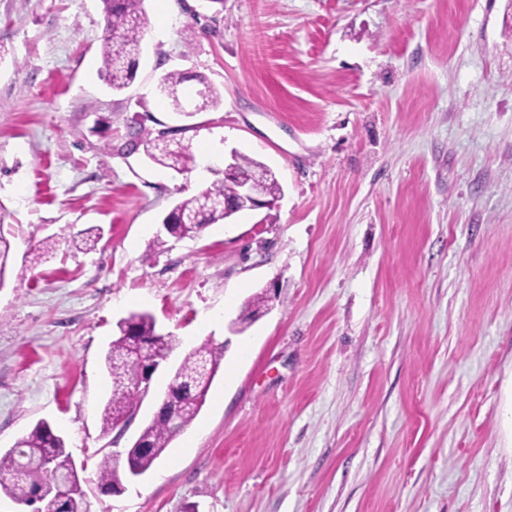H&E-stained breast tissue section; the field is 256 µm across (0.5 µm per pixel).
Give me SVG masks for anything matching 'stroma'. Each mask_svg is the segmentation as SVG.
Listing matches in <instances>:
<instances>
[{
  "label": "stroma",
  "instance_id": "1",
  "mask_svg": "<svg viewBox=\"0 0 512 512\" xmlns=\"http://www.w3.org/2000/svg\"><path fill=\"white\" fill-rule=\"evenodd\" d=\"M144 6L115 92L100 0H0V455L49 423L87 512H512V0ZM172 70L194 76L186 107L223 95L196 152L245 153L283 195L160 251L163 218L213 179L130 144L136 123L180 125L157 90ZM92 225L95 250L64 244ZM132 312L174 348L104 436V354ZM208 340L226 349L198 416L102 493L99 461Z\"/></svg>",
  "mask_w": 512,
  "mask_h": 512
}]
</instances>
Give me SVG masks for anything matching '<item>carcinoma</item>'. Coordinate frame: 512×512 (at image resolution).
I'll return each instance as SVG.
<instances>
[{
    "label": "carcinoma",
    "mask_w": 512,
    "mask_h": 512,
    "mask_svg": "<svg viewBox=\"0 0 512 512\" xmlns=\"http://www.w3.org/2000/svg\"><path fill=\"white\" fill-rule=\"evenodd\" d=\"M104 13V37L101 45L100 72L104 80L115 91H121L133 82L136 76L142 38L149 26V18L143 6L144 0H101ZM183 75L172 70L159 80V93L167 97L173 111L185 117L191 113L179 97ZM189 127L168 132L160 129H141L136 145L144 146L148 158L157 164L181 173H189L203 163L197 155L191 139L177 152L162 148L161 139L166 133H185ZM239 176L245 179L254 171L262 176L252 182L254 195L266 202L279 198L282 187L276 175L264 163L246 155H238ZM237 182L218 179L197 193L177 203L175 211L167 218L169 236L175 239L200 235L209 225L220 223L231 214L224 212V197L235 195ZM100 240V229L91 226L70 237L71 246L79 251H91ZM58 241L47 238L41 242L31 263L40 264L54 255ZM10 242L0 229V283L5 280L11 263ZM267 297L263 293L253 295L245 304V319L256 318L266 307ZM118 333L109 344L105 365L112 379V395L101 414V433L107 435L117 421L133 418L147 396L140 382V365L129 359V347L137 338L148 344L154 358L165 360L172 349L173 337L156 331V320L149 313H131L117 323ZM224 360V345L209 341L191 351L177 368L172 384L181 393L178 419L171 423L166 418L165 407L157 404L153 418L142 429L132 446L126 449L135 469L144 474L149 471L168 448L197 417L205 404L210 385L206 379H214ZM26 463V469L13 471V461ZM76 467L71 454L66 450L64 439L55 434L46 422L35 424L9 449L0 468L9 472V478L0 479V494L15 502L34 505L40 494L51 488L54 472H69ZM98 483L101 490L115 492L122 488L119 463L106 455L98 464ZM85 492L68 497L56 508V512H85Z\"/></svg>",
    "instance_id": "obj_1"
}]
</instances>
